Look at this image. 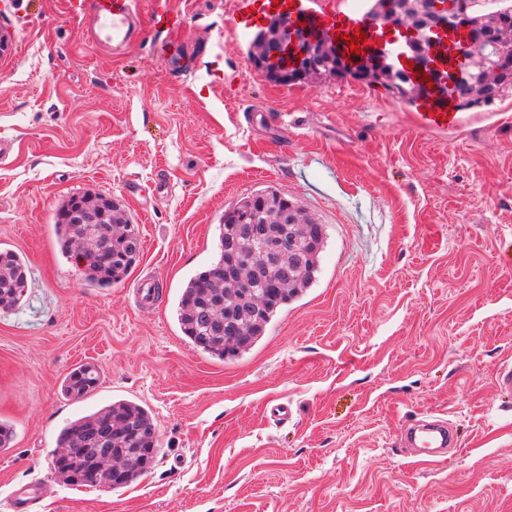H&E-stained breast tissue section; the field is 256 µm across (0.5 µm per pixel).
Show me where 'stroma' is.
<instances>
[{"label": "stroma", "instance_id": "35a3bbf8", "mask_svg": "<svg viewBox=\"0 0 512 512\" xmlns=\"http://www.w3.org/2000/svg\"><path fill=\"white\" fill-rule=\"evenodd\" d=\"M137 7L183 24L114 59L91 11L0 0V249L29 267L23 305L0 313V512L25 485L31 512H512V392L495 382L512 365V92L437 127L435 100L379 83L271 80L250 62L266 18L252 0ZM267 188L324 225L321 271L221 362L183 335L180 295L217 261L225 210ZM84 194L142 239L109 288L56 242ZM85 363L98 387L65 397ZM117 400L151 412L153 467L116 491L56 477L59 431ZM430 414L458 445L422 463L401 428ZM100 380V371L93 365L73 368L61 382L62 393L71 399H81L93 392Z\"/></svg>", "mask_w": 512, "mask_h": 512}]
</instances>
